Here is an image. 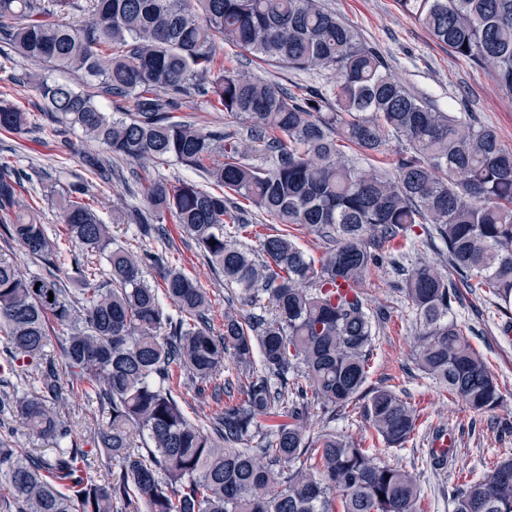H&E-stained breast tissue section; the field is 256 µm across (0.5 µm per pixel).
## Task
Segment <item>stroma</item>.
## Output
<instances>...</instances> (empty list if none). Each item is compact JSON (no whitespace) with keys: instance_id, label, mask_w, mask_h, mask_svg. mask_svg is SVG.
Returning a JSON list of instances; mask_svg holds the SVG:
<instances>
[{"instance_id":"35a3bbf8","label":"stroma","mask_w":512,"mask_h":512,"mask_svg":"<svg viewBox=\"0 0 512 512\" xmlns=\"http://www.w3.org/2000/svg\"><path fill=\"white\" fill-rule=\"evenodd\" d=\"M329 10L351 24L362 40L386 56L391 71L412 93L426 98L445 112H469L482 124L495 128L505 147L512 148V95L501 92L488 72L468 60L451 55L426 29L404 13L396 0H324ZM217 59L226 68L246 70L255 76L274 79L285 86L296 84L324 87L332 74L318 70L297 71L287 65L265 62L254 54L224 46ZM0 93L30 115V127L21 135L0 131V156L18 166L36 165L43 171L41 180L25 184L21 199L36 208L48 231L60 230L58 214L44 192L50 187L90 179L84 159L100 153V146L69 126L55 129L44 114V101L26 81L9 80L0 74ZM204 131L244 132L235 116L218 111L202 99H185L178 111ZM118 178L92 186L94 206L112 224L118 243H136L140 248L159 252L164 243L137 240L135 224L112 223L113 209L130 213L144 209L145 192L150 183L182 180L199 181L198 170L176 162L140 166L118 161ZM164 226L173 240L174 257L185 271L196 276L211 300L223 304L232 291L222 277L215 275L194 242L173 230L172 218ZM402 279L386 265L372 268L362 283L364 297L372 310L387 314L374 340L367 380L368 386H389L402 399L418 409L420 419L412 441L404 449L386 448L373 435L368 421L360 416L327 417L319 404H312L306 416L311 431L333 430L362 442L378 456H385L416 474L421 487V512H454L448 495L451 488L472 476L489 475L494 464L512 456V334L505 316L498 314L489 295H465L451 316L467 327L472 345L483 356L503 392L501 405L493 412L476 414L464 402L451 396L422 373L415 360L414 337L418 327L401 291ZM454 434L457 455L448 464H434L429 445L435 432Z\"/></svg>"}]
</instances>
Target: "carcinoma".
Masks as SVG:
<instances>
[{"label":"carcinoma","instance_id":"1","mask_svg":"<svg viewBox=\"0 0 512 512\" xmlns=\"http://www.w3.org/2000/svg\"><path fill=\"white\" fill-rule=\"evenodd\" d=\"M57 12H89L74 26L48 19L45 0H0V72L16 57L80 71V92L27 74L47 115L79 127L103 152L89 155L103 181L112 159L177 162L224 188L217 194L182 180L158 181L136 213L138 236L164 239L171 215L224 284L246 301L264 295L271 315L224 308L215 329L200 282L152 253L114 244L85 183L50 189L70 242L80 296L60 277L64 249L19 199L35 166L0 162V238L18 244L42 269L22 275L0 258V415L21 420L47 451L22 453L0 437V512H419L415 476L363 444L304 424L312 402L329 416L363 401L362 411L389 448L406 447L419 412L391 387L366 389L376 318L360 284L387 261L403 276L419 322L418 368L472 411L503 399L499 384L449 319L461 289H485L512 316V149L497 131L444 112L410 93L381 54L320 0H51ZM448 52L486 69L512 94V0H397ZM226 43L294 68L329 71L327 89L281 84L216 67ZM109 97L114 118L95 102ZM187 97L239 115L246 135L205 132L175 119ZM29 113L0 98V131L23 134ZM406 142L394 173L349 157ZM255 153L269 168L250 163ZM223 157L213 162L214 156ZM286 227L307 226L327 242L315 259L290 233H250L234 197ZM429 224L448 251V274L425 261L404 264L394 246ZM216 244H210V241ZM105 257L97 282L92 257ZM162 270L163 288L145 270ZM174 306L166 312L159 295ZM56 340L64 369L44 357ZM71 385L64 386L63 376ZM199 395L237 398L205 428L179 403L181 380ZM37 387L31 392L27 382ZM108 413L92 444L119 462L108 478L89 475L90 451L58 411L72 383ZM286 414L290 422L260 419ZM260 438L255 448H240ZM455 512H512V458L453 489ZM123 509H118V505Z\"/></svg>","mask_w":512,"mask_h":512}]
</instances>
